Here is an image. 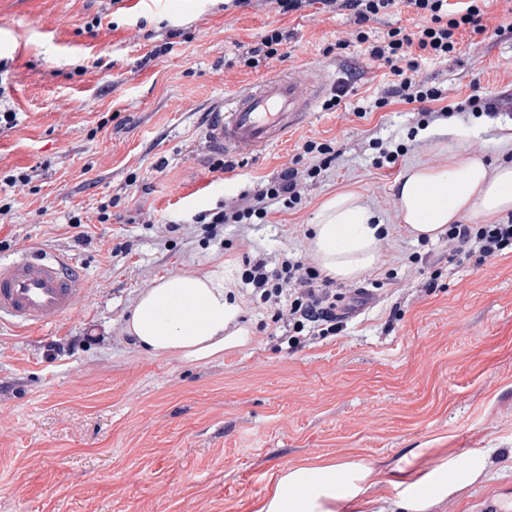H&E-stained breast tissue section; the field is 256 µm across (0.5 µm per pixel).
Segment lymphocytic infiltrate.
Segmentation results:
<instances>
[{"mask_svg":"<svg viewBox=\"0 0 512 512\" xmlns=\"http://www.w3.org/2000/svg\"><path fill=\"white\" fill-rule=\"evenodd\" d=\"M487 0H276L279 13L286 14L314 4L333 12L347 10L359 27L357 43L366 47L372 61L386 65L395 77L394 94L408 104H419L425 117L448 118L453 107L432 110V102L442 100L443 93L418 80L421 61H447L458 50L460 32H487L484 7ZM401 7L419 17L412 29H389L381 40L370 41L365 26L376 21L387 10ZM311 162L305 169L284 168L277 177L260 182L253 193L220 204L211 215L195 216L207 237H217L221 226L250 220L265 221L271 210H293L302 203L306 180L317 178L336 157L330 143L306 141L302 146ZM447 239L456 251L466 252L485 262L512 250V218L495 224H453ZM246 284L261 301L271 304L274 321H287L294 333L325 336L343 328V312L352 307L353 297L338 292L331 278L305 256L284 253L268 255L260 252L249 262L243 274Z\"/></svg>","mask_w":512,"mask_h":512,"instance_id":"obj_1","label":"lymphocytic infiltrate"}]
</instances>
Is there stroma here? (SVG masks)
I'll return each instance as SVG.
<instances>
[{"label": "stroma", "instance_id": "stroma-1", "mask_svg": "<svg viewBox=\"0 0 512 512\" xmlns=\"http://www.w3.org/2000/svg\"><path fill=\"white\" fill-rule=\"evenodd\" d=\"M274 28L285 60L236 64ZM356 29L349 11L282 14L271 0L230 10L224 0H0V85L19 117L0 131V199L14 201L0 257L60 253L87 286L64 319L0 325V512H252L289 463L355 454L389 467L417 448L492 451L488 479L433 512H512V253L479 265L401 224L396 179L445 157L412 105L389 98L388 68L341 48ZM311 63L331 76L322 105L280 144L213 171L221 155L206 132L225 96ZM418 77L451 106L480 84L497 115L456 117L476 132L465 154L512 158L494 131L512 123L511 31L463 34L457 58L424 63ZM308 139L332 142L337 158L300 209L217 239L191 223L274 178ZM377 139L404 145L395 166L372 167ZM13 170L30 182L5 186ZM340 190L362 194L387 228L358 281L372 299L343 331L296 348L241 275L260 250L310 255L318 208ZM102 206L108 221L79 239L69 216ZM219 262L249 344L205 363L136 350L122 325L138 293Z\"/></svg>", "mask_w": 512, "mask_h": 512}]
</instances>
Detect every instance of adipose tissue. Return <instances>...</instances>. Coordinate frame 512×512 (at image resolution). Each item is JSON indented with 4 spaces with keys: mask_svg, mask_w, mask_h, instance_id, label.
<instances>
[{
    "mask_svg": "<svg viewBox=\"0 0 512 512\" xmlns=\"http://www.w3.org/2000/svg\"><path fill=\"white\" fill-rule=\"evenodd\" d=\"M447 151L442 166L406 169L393 186L398 216L418 240L435 241L449 225L483 223L512 212V160L488 163L463 156L467 128L450 124L435 132ZM384 224L358 192L326 199L311 226L310 246L322 272L358 281L379 258ZM241 305L223 265L203 274L173 273L138 294L123 331L136 349L156 356L201 362L248 344ZM489 449L443 453L422 460L413 452L391 470L357 455L303 459L279 468L254 512H432L485 480Z\"/></svg>",
    "mask_w": 512,
    "mask_h": 512,
    "instance_id": "obj_1",
    "label": "adipose tissue"
}]
</instances>
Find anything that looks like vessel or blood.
Returning <instances> with one entry per match:
<instances>
[{"mask_svg": "<svg viewBox=\"0 0 512 512\" xmlns=\"http://www.w3.org/2000/svg\"><path fill=\"white\" fill-rule=\"evenodd\" d=\"M327 82L324 67L313 65L301 77H268L225 98L224 113L209 127L207 139L228 155L243 147L265 151L305 122ZM85 293L83 277L66 256L26 253L0 259V317L9 316L22 327L68 315Z\"/></svg>", "mask_w": 512, "mask_h": 512, "instance_id": "vessel-or-blood-1", "label": "vessel or blood"}]
</instances>
